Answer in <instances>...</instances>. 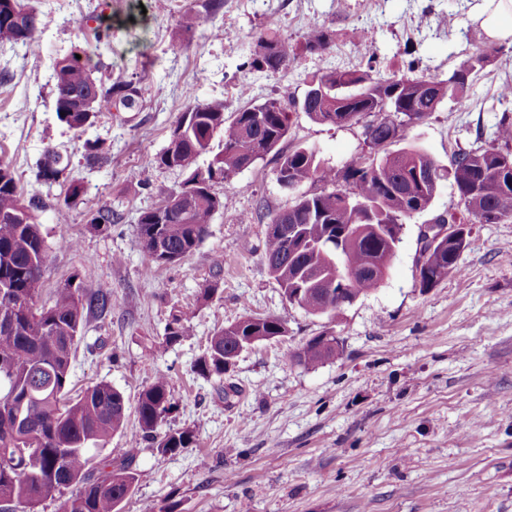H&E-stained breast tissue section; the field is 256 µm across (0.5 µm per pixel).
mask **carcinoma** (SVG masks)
<instances>
[{
	"label": "carcinoma",
	"mask_w": 512,
	"mask_h": 512,
	"mask_svg": "<svg viewBox=\"0 0 512 512\" xmlns=\"http://www.w3.org/2000/svg\"><path fill=\"white\" fill-rule=\"evenodd\" d=\"M43 24L37 8L23 0H0V40L32 48ZM333 32L313 24L303 35V48L321 53L330 48ZM297 56L294 44L275 34L261 37L252 53V66L278 71ZM490 62L488 49L476 52L441 80L408 70L390 77L371 71L332 70L313 76L303 98L289 97L250 104L224 115V103H194L181 113L169 144L153 162L187 174L192 197L182 211L161 214L151 208L141 213L138 242L156 264L175 263L204 241L214 216L224 210V199L211 183L229 180L277 150L287 136L291 117L302 112L318 124L364 123L369 148L367 164L353 157L336 171L317 160L313 148H297L279 157L277 181L297 186L320 181L330 190L303 195L291 207L269 217L263 261L288 303L314 316L333 318L342 306L379 287L401 242L403 221L413 216L415 189L407 175L431 172L420 197L432 203L440 182L450 175L457 205L479 224L512 218V117L503 114L496 124L499 146L456 153L450 166L439 164L416 148L388 151L401 140L404 129L428 118L448 101L465 112L470 105L469 78ZM101 62L86 50L58 60L53 68L55 111L71 130H81L104 112H138L141 89L131 81L109 86L94 76ZM222 134V149L205 169L201 155L213 149ZM69 159L47 151L38 166L36 183L57 182ZM80 185L69 186L63 202L53 206L56 221L68 223L69 213L82 203ZM48 208L35 193L24 197L10 165L0 160V448H38L39 455L0 458V501L18 502L33 509L45 497L66 487L77 490L64 512H121V504L137 480L131 464L134 450L108 472L95 473L92 451L121 431L128 417L122 392L107 383L71 395L70 368L75 345L87 318L111 304L107 287L89 289L70 279L51 303L39 301V285L49 262V247L36 212ZM458 238L435 248L423 245L417 261L419 287L429 289L459 270L466 246L465 229ZM163 246L157 252V245ZM335 280V288L322 285ZM193 311L171 315L165 340L176 344L190 335ZM288 324L278 317H246L217 331L194 369L203 376L224 375L240 354L243 342L254 336H286ZM340 354L335 336L324 331L308 339L292 354L306 367H316ZM172 409L165 377L160 376L138 398L136 414L141 432L156 437L159 422ZM27 415L24 438L14 436V413ZM193 432L183 429L159 437L163 453L187 448Z\"/></svg>",
	"instance_id": "obj_1"
}]
</instances>
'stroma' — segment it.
Masks as SVG:
<instances>
[{
    "instance_id": "obj_1",
    "label": "stroma",
    "mask_w": 512,
    "mask_h": 512,
    "mask_svg": "<svg viewBox=\"0 0 512 512\" xmlns=\"http://www.w3.org/2000/svg\"><path fill=\"white\" fill-rule=\"evenodd\" d=\"M25 2L45 25L37 49L0 42V71L9 75L0 81V160L23 193L56 202L70 183L83 190L67 223L49 209L38 214L50 247L40 299L50 301L74 276L112 291L110 312L84 325L70 386L109 383L133 410L164 376L173 409L158 434H194L189 447L164 453L129 415L99 452L107 464L135 453L139 478L123 512H512V219L468 225L458 271L420 288V234L457 201L452 181H442L432 205L404 222L381 285L335 321L309 315L285 300L263 263L268 223L256 214L324 188H283L279 153L311 147L339 169L367 146L362 125L317 124L297 112L278 153L212 184L224 209L195 251L154 266L137 243L140 214L185 181L152 160L190 104L220 101L234 111L244 85L259 101L284 91L300 98L315 73L370 65L386 76L410 57L447 78L487 41L472 19L479 0H224L214 18L189 0H109L99 76L138 83L142 109L103 114L79 132L57 118L53 66L93 42L75 21L99 0ZM315 23L334 33L325 52H301L277 72L251 67L260 36L297 44ZM508 82L512 44L503 42L478 76L469 110L443 105L406 129L403 145L446 166L459 150L491 141L495 115L487 107ZM88 140L102 142L109 161H89ZM50 148L70 163L58 182L40 186L35 173ZM100 208L114 215L103 231L90 222ZM64 236L75 248L60 247ZM213 282L217 293L203 300ZM180 309L194 311L192 332L170 345L165 328ZM246 316L282 318L288 333L242 351L223 377L195 373L211 336ZM326 329L339 341L336 359L314 368L291 360ZM230 385L237 392L228 397Z\"/></svg>"
}]
</instances>
